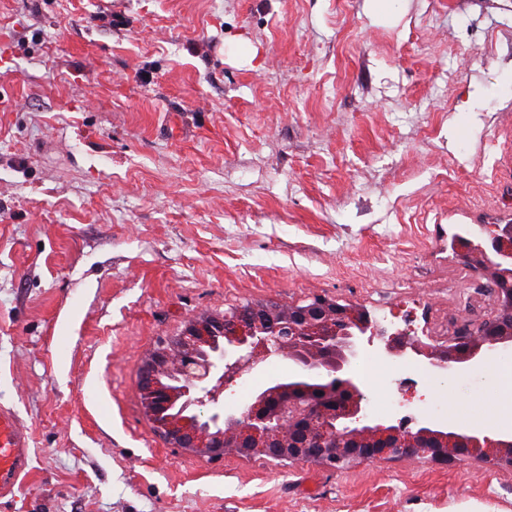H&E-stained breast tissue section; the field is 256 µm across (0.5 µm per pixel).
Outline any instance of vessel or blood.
Listing matches in <instances>:
<instances>
[{"label":"vessel or blood","mask_w":512,"mask_h":512,"mask_svg":"<svg viewBox=\"0 0 512 512\" xmlns=\"http://www.w3.org/2000/svg\"><path fill=\"white\" fill-rule=\"evenodd\" d=\"M31 435L19 416L0 408V495L13 492L29 470Z\"/></svg>","instance_id":"1"}]
</instances>
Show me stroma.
Masks as SVG:
<instances>
[{
    "label": "stroma",
    "mask_w": 512,
    "mask_h": 512,
    "mask_svg": "<svg viewBox=\"0 0 512 512\" xmlns=\"http://www.w3.org/2000/svg\"><path fill=\"white\" fill-rule=\"evenodd\" d=\"M512 224V0H0V512H512V472L336 471L168 446L144 356L196 316L325 295L450 336L495 313L451 240ZM366 348L370 417L461 429L512 396ZM239 376L223 406L288 375ZM31 435L19 416L0 408V495L13 492L29 470Z\"/></svg>",
    "instance_id": "obj_1"
}]
</instances>
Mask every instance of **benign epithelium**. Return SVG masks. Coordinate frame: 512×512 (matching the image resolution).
I'll list each match as a JSON object with an SVG mask.
<instances>
[{
    "label": "benign epithelium",
    "instance_id": "benign-epithelium-1",
    "mask_svg": "<svg viewBox=\"0 0 512 512\" xmlns=\"http://www.w3.org/2000/svg\"><path fill=\"white\" fill-rule=\"evenodd\" d=\"M487 240L455 239L456 252L493 285L497 314L476 328L423 341L377 327L361 304L327 296L282 307L248 304L190 319L143 360L141 407L173 448L208 459L266 456L344 469L359 460L414 455L438 465L477 459L512 471V427L491 435L423 419L368 420L365 395L351 370L362 343L377 339L389 358L412 351L433 373L477 371L512 347V224L485 229ZM271 356L297 371L257 390L239 413L201 420L197 406L216 404L227 385Z\"/></svg>",
    "mask_w": 512,
    "mask_h": 512
}]
</instances>
